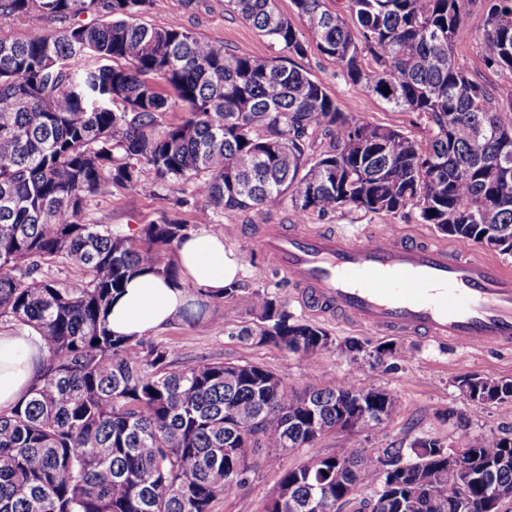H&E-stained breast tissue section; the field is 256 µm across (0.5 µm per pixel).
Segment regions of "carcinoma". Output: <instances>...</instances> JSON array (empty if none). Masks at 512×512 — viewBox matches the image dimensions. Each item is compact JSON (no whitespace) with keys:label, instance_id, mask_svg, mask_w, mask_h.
<instances>
[{"label":"carcinoma","instance_id":"1","mask_svg":"<svg viewBox=\"0 0 512 512\" xmlns=\"http://www.w3.org/2000/svg\"><path fill=\"white\" fill-rule=\"evenodd\" d=\"M305 29L276 0H226L284 56L145 21L155 0H0V20L38 11L61 26L0 40V322L28 327L43 342L37 379L0 410V512H209L238 493L274 452L303 448L366 408L383 423L400 399L330 375L304 392L255 363L181 365L150 336H116L107 315L115 294L143 272L179 281L176 251L191 232L180 219L144 228L138 246L110 224L86 221L88 198L120 188L136 194L141 169L213 214L263 219L287 205L295 217L345 208L404 215L461 243L512 254V126L501 99L455 60L471 34L472 0H292ZM94 15L98 21L83 23ZM346 80L392 109L416 112L422 144L346 114L324 84L290 62L305 34ZM486 68L512 73V0H485L480 42ZM168 112L180 114L165 123ZM328 148L311 154L319 140ZM64 264L65 278L45 269ZM180 318L199 323L211 300L183 285ZM244 340L303 356L321 352V328L296 321L266 292L252 297ZM99 343H94V340ZM354 369L367 350L338 346ZM477 403L512 402V379L466 374L457 387ZM474 481L461 485L437 437H422L403 460L387 448L381 470L360 451L312 456L283 474L267 512H340L373 488L366 512H488L486 483L512 487V436L470 437L460 427Z\"/></svg>","mask_w":512,"mask_h":512}]
</instances>
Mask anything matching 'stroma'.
I'll return each instance as SVG.
<instances>
[{
    "instance_id": "1",
    "label": "stroma",
    "mask_w": 512,
    "mask_h": 512,
    "mask_svg": "<svg viewBox=\"0 0 512 512\" xmlns=\"http://www.w3.org/2000/svg\"><path fill=\"white\" fill-rule=\"evenodd\" d=\"M147 20L159 27L188 30L205 39L222 41L230 48H248L261 59L278 54L277 48L250 23L227 10L225 0H160L159 7ZM463 22L471 37L456 48L458 62L471 75L490 85L496 95L512 96V74L487 70L482 62L481 8L472 7ZM293 62L323 82L342 112H358L375 124L394 127L420 142L427 140L428 131L417 113L389 108L378 98L352 87L336 62L320 53L315 39H308L306 54L294 57ZM173 214L189 223L194 220L193 206L177 207L173 196L156 183L153 171L147 168L141 173L138 193L116 189L110 197L89 200L86 208L88 221L111 225L113 232L133 240L141 238L145 225ZM214 218L206 230L223 236L225 246L237 257L241 266L239 291L233 298L211 302L198 325L177 319L153 331V338L172 346L181 363H256L279 375L288 388L299 392L310 384L315 372H329L339 380L354 374L361 382L395 394L401 408L377 428L360 433L331 432L311 446L276 454L269 465L251 476L237 495L214 500L211 512H266L281 475L311 456H334L359 449L376 457L386 448H410L416 439L424 436L439 437L450 444L455 441L457 425L461 422L467 424L475 437L512 433V402L477 404L457 387L458 377L466 373L512 379V348H457L424 337L371 332L342 318L315 315L299 303L294 288L280 270L249 249L248 244L258 235L259 227L248 214L218 212ZM304 227L333 229L355 240L383 232L443 245L449 242L432 225L421 223L414 211L393 217L343 209L325 217L309 216ZM257 291L276 296L294 318L323 328L335 346L349 338L359 339L370 349L381 344L393 345L396 355L391 366L367 362L355 370L338 355L335 347L311 360L272 343L239 339L238 331L252 323L251 297Z\"/></svg>"
}]
</instances>
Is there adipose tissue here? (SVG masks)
<instances>
[{"label": "adipose tissue", "mask_w": 512, "mask_h": 512, "mask_svg": "<svg viewBox=\"0 0 512 512\" xmlns=\"http://www.w3.org/2000/svg\"><path fill=\"white\" fill-rule=\"evenodd\" d=\"M184 281L210 293L234 284L240 270L235 254L222 236L190 234L177 251ZM188 299L180 286L151 273L128 282L115 296L108 314L109 326L121 336H141L177 317ZM39 336L28 330L0 332V408L13 406L40 370Z\"/></svg>", "instance_id": "ef3b65f1"}]
</instances>
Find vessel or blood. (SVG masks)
I'll return each instance as SVG.
<instances>
[{"instance_id":"b4317fda","label":"vessel or blood","mask_w":512,"mask_h":512,"mask_svg":"<svg viewBox=\"0 0 512 512\" xmlns=\"http://www.w3.org/2000/svg\"><path fill=\"white\" fill-rule=\"evenodd\" d=\"M255 245L319 313L463 347L512 344V271L468 247L381 235L356 242L274 225Z\"/></svg>"}]
</instances>
